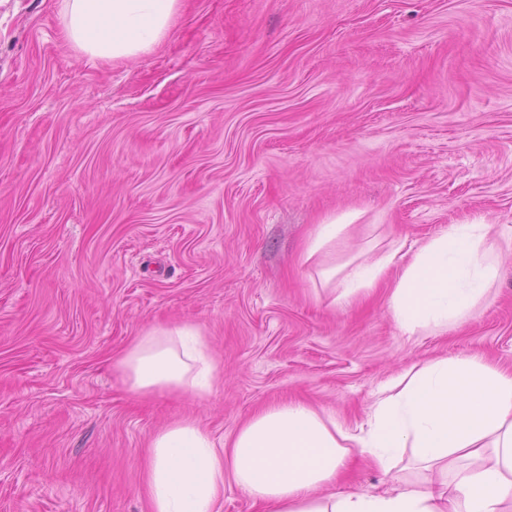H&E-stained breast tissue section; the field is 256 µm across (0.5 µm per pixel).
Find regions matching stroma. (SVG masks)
<instances>
[{
	"instance_id": "stroma-1",
	"label": "stroma",
	"mask_w": 512,
	"mask_h": 512,
	"mask_svg": "<svg viewBox=\"0 0 512 512\" xmlns=\"http://www.w3.org/2000/svg\"><path fill=\"white\" fill-rule=\"evenodd\" d=\"M61 0H0V512H149L151 437L223 441L303 401L349 427L414 364L512 370V256L446 335L384 291L316 296L318 224L417 249L512 226V0H182L150 53L61 37ZM200 325L207 398L112 369L153 325Z\"/></svg>"
}]
</instances>
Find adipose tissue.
Wrapping results in <instances>:
<instances>
[{
    "label": "adipose tissue",
    "instance_id": "obj_1",
    "mask_svg": "<svg viewBox=\"0 0 512 512\" xmlns=\"http://www.w3.org/2000/svg\"><path fill=\"white\" fill-rule=\"evenodd\" d=\"M181 0H63V40L105 62L151 52ZM345 225H317L305 257L326 252L321 288L337 303L388 282V310L408 336L460 328L488 299L512 228L450 224L413 254L372 238L345 253ZM142 397L209 396L220 365L200 327L155 325L113 361ZM386 479L383 490H337L352 454ZM232 479L260 512H512V372L476 357L441 358L390 379L358 430L302 402L271 405L216 442L197 422L155 433L144 466L150 512H219Z\"/></svg>",
    "mask_w": 512,
    "mask_h": 512
}]
</instances>
